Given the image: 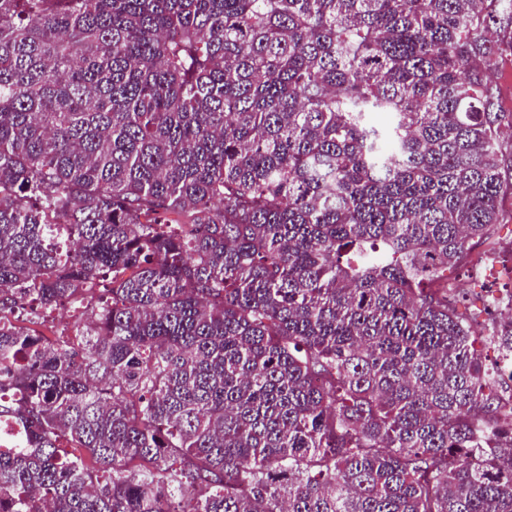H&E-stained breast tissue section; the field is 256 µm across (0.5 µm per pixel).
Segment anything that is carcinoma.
Wrapping results in <instances>:
<instances>
[{"label":"carcinoma","mask_w":512,"mask_h":512,"mask_svg":"<svg viewBox=\"0 0 512 512\" xmlns=\"http://www.w3.org/2000/svg\"><path fill=\"white\" fill-rule=\"evenodd\" d=\"M509 26L0 0V512H512V321L445 276L512 190ZM491 78L500 89V105L504 111H512V52L503 53L498 69ZM79 314V310L75 311L73 308L67 307L56 310L50 317L51 319L43 324H30L28 322H25V324L37 328L46 336L52 337L56 336L66 325L71 324Z\"/></svg>","instance_id":"carcinoma-1"}]
</instances>
